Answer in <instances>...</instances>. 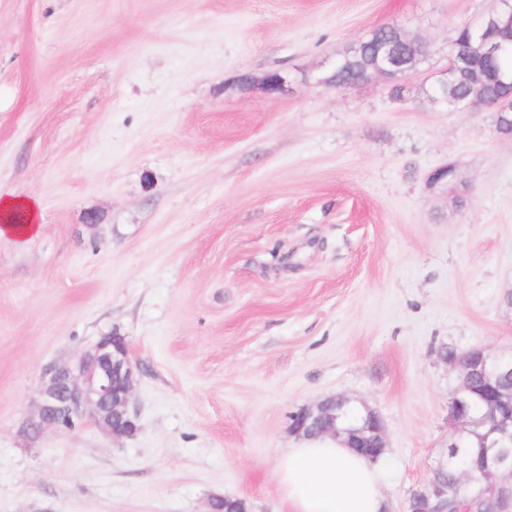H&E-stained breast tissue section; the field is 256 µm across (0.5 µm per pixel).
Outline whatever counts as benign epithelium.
Here are the masks:
<instances>
[{
  "label": "benign epithelium",
  "instance_id": "1",
  "mask_svg": "<svg viewBox=\"0 0 512 512\" xmlns=\"http://www.w3.org/2000/svg\"><path fill=\"white\" fill-rule=\"evenodd\" d=\"M476 50L485 57H496L512 50V0H495L492 9L472 24ZM405 48L376 45L371 56L369 80H384L394 75L402 80L417 69L419 61L429 55L427 44L415 35L403 34ZM467 53L448 49V66L435 86L444 88L455 71L467 66ZM242 83L252 89L260 87L267 94L283 90L286 79L278 73L261 78L245 76ZM481 107L495 113L507 126L496 132L512 135V96L493 103L476 98L468 108ZM460 185L456 167L443 165L429 173L427 184L435 188L448 178ZM448 365L458 373L461 383L448 401V419L455 433L448 446L479 434L484 448V462L479 473H461L458 487L469 490L473 482L479 490L496 497L497 512H512V412L505 416L495 406L511 402L512 388L501 384L512 380V354L496 353L474 346L447 358ZM137 366L132 361L126 337L112 331L100 336L72 360L48 366L38 388L34 412L22 423L21 431L38 437L48 429L69 430L92 423L114 439L131 438L141 429L133 390ZM481 382L493 406L482 414L467 409V399L474 382ZM292 432L302 438L327 437L349 448L386 447L384 429L376 411L365 403L353 405V399L327 396L311 406H304L291 416ZM406 512H448V484L432 478L414 491Z\"/></svg>",
  "mask_w": 512,
  "mask_h": 512
}]
</instances>
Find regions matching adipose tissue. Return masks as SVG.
Wrapping results in <instances>:
<instances>
[{
    "label": "adipose tissue",
    "mask_w": 512,
    "mask_h": 512,
    "mask_svg": "<svg viewBox=\"0 0 512 512\" xmlns=\"http://www.w3.org/2000/svg\"><path fill=\"white\" fill-rule=\"evenodd\" d=\"M37 196L0 198V236L18 242L41 227ZM275 473L289 512H381V474L377 464L328 438L303 441L281 451Z\"/></svg>",
    "instance_id": "adipose-tissue-1"
}]
</instances>
